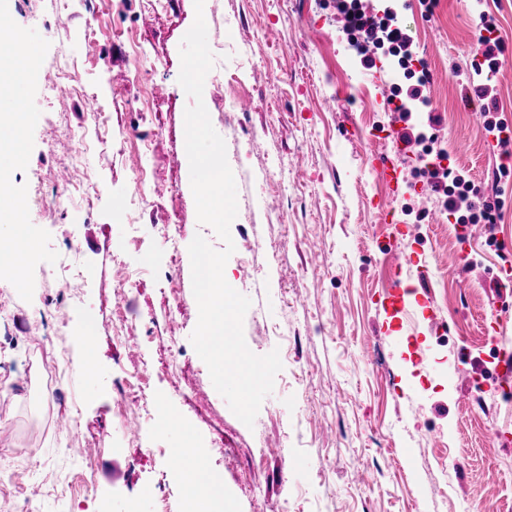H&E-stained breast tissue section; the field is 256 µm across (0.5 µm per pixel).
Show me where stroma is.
Masks as SVG:
<instances>
[{
	"label": "stroma",
	"instance_id": "35a3bbf8",
	"mask_svg": "<svg viewBox=\"0 0 512 512\" xmlns=\"http://www.w3.org/2000/svg\"><path fill=\"white\" fill-rule=\"evenodd\" d=\"M8 9L49 41L46 62L60 54L70 61L66 102L37 81L34 148L12 181L43 199L30 219L82 279L62 311L57 288L43 279L28 302L0 280V291L15 297L9 327L0 329V420L16 429L13 439L0 438V470L14 449L31 453L0 507L156 512L162 500L167 512H185L190 478L169 459L187 447L219 475L237 512H268L271 503L287 512H468L479 500L512 512V441L487 439L494 428L512 432V401L492 380L485 344L494 322L512 337V287L499 285L501 268H512V182L503 186L495 243L474 226L459 241L460 227L419 182L421 162L390 136L385 95L399 73L388 61L363 69L333 0L204 3L215 64L203 100L237 184L225 273L252 300L248 347L278 351L283 365L250 427L215 390L190 341L198 306L188 246L200 234L223 247L197 220L185 150L191 100L178 82L179 48L195 19L193 0L165 12L138 0H8ZM484 12L512 39V0H438L430 14L404 0L401 10L434 81L431 105L443 117L436 146L477 182L501 162L469 97ZM127 27L146 53L156 96L149 112L139 109L130 44L113 35ZM236 76L250 111L212 101L215 78ZM69 129L100 132L83 160L97 182L85 198L63 193ZM376 154L397 166L398 183L372 167ZM139 166L150 174L151 202L117 215ZM379 199L389 213L374 208ZM394 223L411 228L395 251L384 246ZM463 260L469 273L461 280ZM122 268L133 284L120 286ZM396 276L412 287L401 312L385 303ZM88 315L91 348L78 338ZM42 318L67 339L81 432L97 448L88 469L63 453L59 410L44 382L19 380L30 360L28 327ZM435 318L444 338L431 328ZM456 363L463 371L452 381L446 372ZM134 370L145 376L152 417L132 432L112 410ZM473 376L486 382L481 393L469 387ZM299 460L305 470L295 469Z\"/></svg>",
	"mask_w": 512,
	"mask_h": 512
}]
</instances>
